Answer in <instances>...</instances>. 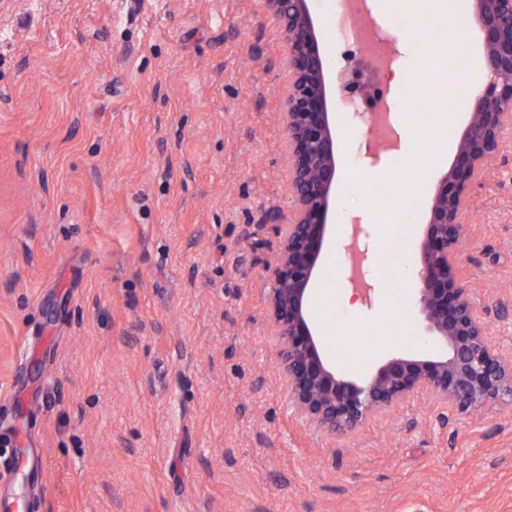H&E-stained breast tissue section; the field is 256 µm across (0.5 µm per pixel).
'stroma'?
Listing matches in <instances>:
<instances>
[{"label": "stroma", "instance_id": "obj_1", "mask_svg": "<svg viewBox=\"0 0 512 512\" xmlns=\"http://www.w3.org/2000/svg\"><path fill=\"white\" fill-rule=\"evenodd\" d=\"M331 70L344 37L311 0ZM365 16L393 50V147L332 101L337 197L360 222L375 290L357 321L346 253L327 247L311 312L338 372L438 353L385 269L415 261L444 167L409 158L404 125L457 110L485 76L460 28L465 77L430 61L451 30L396 9ZM0 457L43 480L29 512H512V406L465 415L423 397L329 438L288 399L266 317L276 227L294 202L281 114L288 46L264 0H6L0 6ZM420 90L415 111L406 87ZM398 207L391 231L368 211ZM458 270L490 338L512 350V128L469 190ZM372 342L360 348L356 336Z\"/></svg>", "mask_w": 512, "mask_h": 512}]
</instances>
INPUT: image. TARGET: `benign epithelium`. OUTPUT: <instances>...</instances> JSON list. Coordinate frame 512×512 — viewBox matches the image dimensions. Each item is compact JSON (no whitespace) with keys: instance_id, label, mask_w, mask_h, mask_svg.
Wrapping results in <instances>:
<instances>
[{"instance_id":"1","label":"benign epithelium","mask_w":512,"mask_h":512,"mask_svg":"<svg viewBox=\"0 0 512 512\" xmlns=\"http://www.w3.org/2000/svg\"><path fill=\"white\" fill-rule=\"evenodd\" d=\"M472 5L485 34L488 80L474 97L455 162L435 185L417 256L416 310L441 352L426 358L394 355L368 378L354 380L328 360L310 313L335 207L332 79L309 0H265L289 44L292 80L283 130L294 201L288 223L278 230L267 309L295 412L329 437L352 433L418 395L466 414L512 405V352L490 339L471 289L457 274L468 190L495 158L506 127H512V0H472ZM347 63L339 94L369 100L374 89L361 78L357 50L347 51Z\"/></svg>"}]
</instances>
